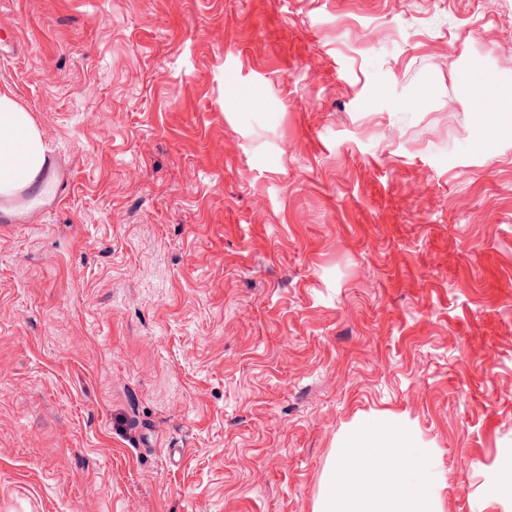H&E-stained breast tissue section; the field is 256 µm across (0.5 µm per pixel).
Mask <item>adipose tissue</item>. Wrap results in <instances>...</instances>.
Returning <instances> with one entry per match:
<instances>
[{"instance_id": "ef3b65f1", "label": "adipose tissue", "mask_w": 512, "mask_h": 512, "mask_svg": "<svg viewBox=\"0 0 512 512\" xmlns=\"http://www.w3.org/2000/svg\"><path fill=\"white\" fill-rule=\"evenodd\" d=\"M459 95L490 104L478 115L485 139L512 124V100L503 98L498 75L481 64H472ZM45 160L32 115L0 91V194L30 179ZM426 463L416 436L398 419L358 423L344 438L314 512H436L433 488L419 478Z\"/></svg>"}]
</instances>
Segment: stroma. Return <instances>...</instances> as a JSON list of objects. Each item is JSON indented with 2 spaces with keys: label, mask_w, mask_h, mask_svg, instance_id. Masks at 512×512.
Instances as JSON below:
<instances>
[{
  "label": "stroma",
  "mask_w": 512,
  "mask_h": 512,
  "mask_svg": "<svg viewBox=\"0 0 512 512\" xmlns=\"http://www.w3.org/2000/svg\"><path fill=\"white\" fill-rule=\"evenodd\" d=\"M70 185L0 223V512H313L394 414L512 512V0H0ZM181 449L171 459L170 449ZM459 96L468 101H481L491 105V112L478 111V122L484 137L476 146L484 147L512 122V97L503 98L499 76L479 63L471 65L468 77L459 85Z\"/></svg>",
  "instance_id": "35a3bbf8"
}]
</instances>
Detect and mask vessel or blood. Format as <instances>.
<instances>
[{"instance_id":"vessel-or-blood-1","label":"vessel or blood","mask_w":512,"mask_h":512,"mask_svg":"<svg viewBox=\"0 0 512 512\" xmlns=\"http://www.w3.org/2000/svg\"><path fill=\"white\" fill-rule=\"evenodd\" d=\"M67 186L65 165L61 159L52 158L39 174L15 192L0 196V221L15 223L21 221L31 207H52L62 198Z\"/></svg>"}]
</instances>
